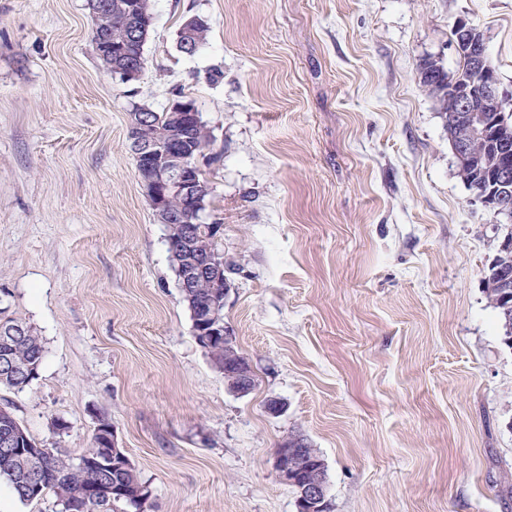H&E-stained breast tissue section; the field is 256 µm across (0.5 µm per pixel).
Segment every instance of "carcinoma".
I'll return each instance as SVG.
<instances>
[{"instance_id":"cac0c4a2","label":"carcinoma","mask_w":512,"mask_h":512,"mask_svg":"<svg viewBox=\"0 0 512 512\" xmlns=\"http://www.w3.org/2000/svg\"><path fill=\"white\" fill-rule=\"evenodd\" d=\"M100 0H88V8L94 17L91 43L100 65H105V57L111 53L112 43L121 42L127 37V28L122 14L112 12L106 27H101V18L97 13ZM143 14L137 15L142 28L143 39L153 25L151 0H137ZM457 51L459 67L453 77L467 80L470 77V57L479 52V47L472 40L459 44ZM421 86L440 104L444 125L448 131L449 141L464 139L470 143L467 156L458 161V176L476 193L501 194L512 196V182L502 183L499 168L506 162L502 155V142L512 147V114L507 117V124L498 126V137L486 139L476 135V128L495 118L493 112H450L448 111V71L439 59H425L419 65ZM152 123L140 131V138L146 141L158 140L171 133L173 126L169 121V109L152 111ZM167 240L172 267L185 260L193 253L189 243V233L194 230L202 240L208 242L211 250L223 253L222 243L213 241L207 234L205 224H168ZM512 242V224L500 225L492 265L484 269L483 282L490 304L497 310L503 330V342L512 348V288L501 283L499 272L512 271V248L502 246L503 240ZM183 301L188 309L209 305L214 296H224V289L217 288L208 278L199 279L194 287L181 289ZM6 323L17 327L19 339L9 347V354L14 364L22 368H33L18 376L0 373V387L22 390L40 376L45 356L43 339L33 326L25 321L10 317ZM196 342L210 357L219 370H224V339L221 336L196 337ZM112 420L104 413L97 416V426L92 441L85 452H93L103 446V441L112 435ZM5 479L22 502H32L41 498L45 491H54L61 512H68L69 505L75 500L85 503V512H108L114 502H124L134 512H148L150 498H141L140 490L147 487L135 466L127 461L117 469L102 468L96 463L87 462L81 466L58 452L40 459L25 453L14 452L7 456L0 450V479Z\"/></svg>"}]
</instances>
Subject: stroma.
Wrapping results in <instances>:
<instances>
[{
  "mask_svg": "<svg viewBox=\"0 0 512 512\" xmlns=\"http://www.w3.org/2000/svg\"><path fill=\"white\" fill-rule=\"evenodd\" d=\"M152 8L125 83L87 0H0V310L46 350L0 406L73 458L106 413L151 512H295L275 468L291 434L323 456L333 512H512V348L483 284L499 219L418 74L428 56L456 70L464 18L512 88V0ZM191 16L209 33L188 55ZM175 99L212 137L244 395L195 341L129 149L132 103ZM229 378L228 386H232V391L238 394H246L251 391V387L255 386L253 382V370L250 364L239 362L229 367L225 372ZM253 383V385H252Z\"/></svg>",
  "mask_w": 512,
  "mask_h": 512,
  "instance_id": "35a3bbf8",
  "label": "stroma"
}]
</instances>
